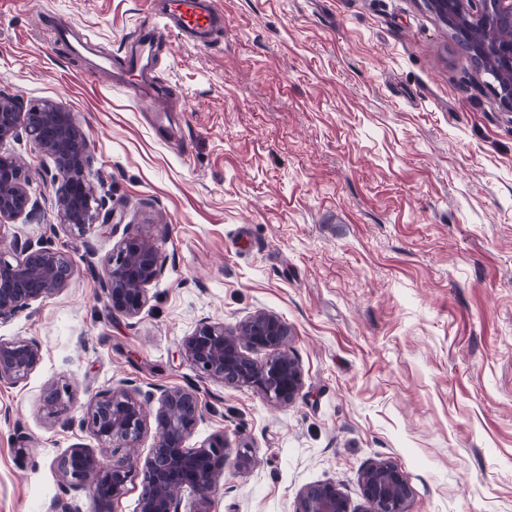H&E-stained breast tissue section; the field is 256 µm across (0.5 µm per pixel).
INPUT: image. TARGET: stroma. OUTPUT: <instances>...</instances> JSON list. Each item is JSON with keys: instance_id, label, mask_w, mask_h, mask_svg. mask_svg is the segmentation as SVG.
Masks as SVG:
<instances>
[{"instance_id": "obj_1", "label": "stroma", "mask_w": 512, "mask_h": 512, "mask_svg": "<svg viewBox=\"0 0 512 512\" xmlns=\"http://www.w3.org/2000/svg\"><path fill=\"white\" fill-rule=\"evenodd\" d=\"M216 5L224 27L202 47L151 0H0V96L71 113L98 193L165 269L136 317L114 311L99 277L123 231L59 227L52 159L23 133L0 144L27 161L37 203L1 233L47 237L75 267L0 319V341L41 350L26 380L0 384V512L58 498L93 512L58 469L77 447L135 457L111 512H138L155 408L129 450L81 424L122 381L197 386L189 446L221 430L248 448L210 512H295L319 482L364 512L380 460L406 475L408 512H512V112L426 0ZM146 27L175 96L166 116L94 68ZM261 310L291 331L302 388L288 404L200 378L179 354L202 321L231 330Z\"/></svg>"}]
</instances>
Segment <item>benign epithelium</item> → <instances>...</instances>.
Listing matches in <instances>:
<instances>
[{
  "instance_id": "benign-epithelium-1",
  "label": "benign epithelium",
  "mask_w": 512,
  "mask_h": 512,
  "mask_svg": "<svg viewBox=\"0 0 512 512\" xmlns=\"http://www.w3.org/2000/svg\"><path fill=\"white\" fill-rule=\"evenodd\" d=\"M429 8L448 25L462 49L479 70L485 61L495 65L490 76L503 107L512 112V41L499 38L503 28H512V0H426ZM51 158L60 175L56 189L61 225L82 233L92 224L117 229L113 209L95 196L91 185V160L83 132L74 118L52 105L33 106L20 112L16 100L0 97V142L18 135L19 125ZM23 162L0 154V227L26 211L30 197L25 188ZM164 272L153 245L133 232H126L118 249L106 260L100 279L112 309L137 316L146 302L147 286ZM74 274L70 256L39 238L13 240L0 246V317L27 310L31 305L64 289ZM290 330L278 316L257 312L246 318L238 331L227 333L224 324L203 322L184 338L181 357L202 378L224 385L248 387L279 403L292 401L301 388L298 360L281 352ZM264 350L270 356L260 362L249 355ZM39 347L28 341L0 342V383L18 384L40 363ZM158 403L157 441L146 462V475L139 512H179L181 494L192 493L205 505L216 493L218 477L232 453L224 432L214 433L198 448L186 446L204 406L198 392L180 386H154L147 391L122 385L92 396L81 420L104 444L130 448L143 431L144 412ZM131 462L102 464L84 450L65 455L58 468L64 481L90 484L97 512L124 490ZM366 512H407L410 488L406 477L392 463L380 461L368 467L362 478ZM296 512H351L346 497L334 483L306 486Z\"/></svg>"
}]
</instances>
